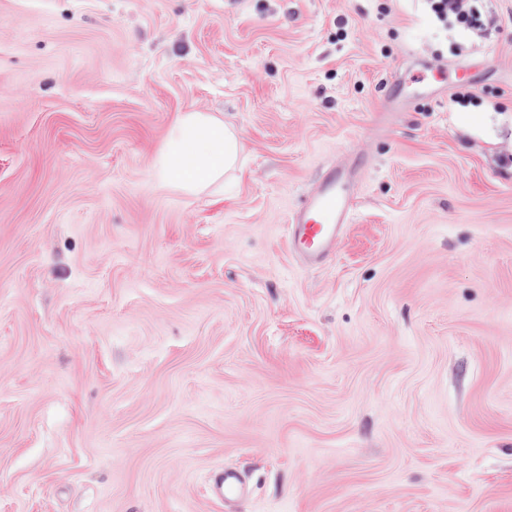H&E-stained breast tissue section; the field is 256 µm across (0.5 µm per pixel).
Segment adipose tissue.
Masks as SVG:
<instances>
[{"label":"adipose tissue","instance_id":"obj_1","mask_svg":"<svg viewBox=\"0 0 512 512\" xmlns=\"http://www.w3.org/2000/svg\"><path fill=\"white\" fill-rule=\"evenodd\" d=\"M239 152L236 132L226 128L223 121L203 112H182L152 171L161 184L194 191L234 168Z\"/></svg>","mask_w":512,"mask_h":512}]
</instances>
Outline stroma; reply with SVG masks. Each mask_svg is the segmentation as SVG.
<instances>
[{
  "label": "stroma",
  "mask_w": 512,
  "mask_h": 512,
  "mask_svg": "<svg viewBox=\"0 0 512 512\" xmlns=\"http://www.w3.org/2000/svg\"><path fill=\"white\" fill-rule=\"evenodd\" d=\"M0 0V512H512V0ZM233 127L198 193L179 113ZM352 162L342 248L286 242ZM241 471L231 504L207 491ZM429 12L442 23L454 18L460 20L465 17V0H426ZM240 141L224 122L204 112H182L152 164L158 182L194 191L215 182L238 162Z\"/></svg>",
  "instance_id": "stroma-1"
}]
</instances>
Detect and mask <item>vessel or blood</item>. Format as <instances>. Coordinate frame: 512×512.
<instances>
[{
  "label": "vessel or blood",
  "instance_id": "obj_1",
  "mask_svg": "<svg viewBox=\"0 0 512 512\" xmlns=\"http://www.w3.org/2000/svg\"><path fill=\"white\" fill-rule=\"evenodd\" d=\"M354 175L350 169L330 170L315 190L291 213L288 247L304 267L324 265L335 257L355 215Z\"/></svg>",
  "mask_w": 512,
  "mask_h": 512
}]
</instances>
